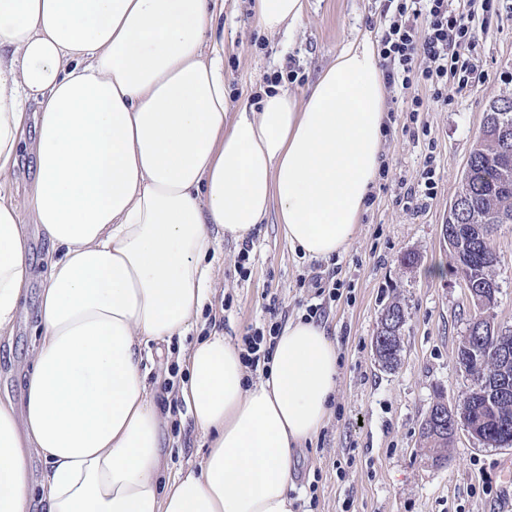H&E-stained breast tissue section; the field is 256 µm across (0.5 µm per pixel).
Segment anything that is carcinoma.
<instances>
[{"instance_id": "obj_1", "label": "carcinoma", "mask_w": 512, "mask_h": 512, "mask_svg": "<svg viewBox=\"0 0 512 512\" xmlns=\"http://www.w3.org/2000/svg\"><path fill=\"white\" fill-rule=\"evenodd\" d=\"M487 112L497 114L508 125V132L499 133L500 121L483 119L454 195L461 202L457 221L469 226L461 234L465 255L454 258V269L483 293L492 309L497 305L500 289L487 284L495 279L502 257L494 242H485L484 234H492L497 225L509 223L507 215H512V97L491 101ZM381 317L391 320L400 330L406 323L404 308L398 302L385 307ZM454 359L473 381V387L464 393L463 403L470 422L477 426L479 443L492 448L512 447V373L497 371L494 337L476 331L465 334ZM420 439L428 452L448 460L454 434L432 435L422 430Z\"/></svg>"}]
</instances>
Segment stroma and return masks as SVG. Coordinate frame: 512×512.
<instances>
[{
    "label": "stroma",
    "mask_w": 512,
    "mask_h": 512,
    "mask_svg": "<svg viewBox=\"0 0 512 512\" xmlns=\"http://www.w3.org/2000/svg\"><path fill=\"white\" fill-rule=\"evenodd\" d=\"M217 25L207 42L224 40V77L231 109L253 106L267 79L282 74V88L302 94L336 59L341 48L363 31L382 33L379 0H308L302 24L291 34L268 35L249 9V0H216ZM475 77L469 86L448 85V102L425 99L417 121H410L397 91L386 93L387 129L383 145L386 172L377 176L350 246L328 260L293 253L275 217L252 236L249 271L240 275L239 244L224 241L207 262L213 265V292L188 333L164 344L143 369L150 397L164 417V468L199 464L207 439L195 428L177 389L189 379L178 367L180 354L213 333L241 343L267 317L270 298L288 319L305 316L319 291L342 282L343 299L327 303L321 321L336 341L339 365L331 415L318 438L299 455L294 473L296 512H494L512 507V483L502 463L511 451L487 448L459 431L448 449L447 466L434 467L420 440V423L434 400L461 398L472 385L454 355L465 333L468 291L453 271L454 260L442 236L448 205L458 186L488 103L512 96V0L478 31L466 56ZM433 157L434 196L411 205L400 198L415 185L426 157ZM19 222L27 235L33 279L11 342L0 344V401L20 404L21 371L27 365L37 323L39 288L48 271L50 249L29 211ZM496 245L499 302L496 324L512 330V224L500 225ZM421 258L405 266L404 253ZM443 276H432L434 267ZM400 302L406 311L403 351L395 369L378 362L373 339L383 308ZM497 497L478 492L484 482ZM317 491H310V484Z\"/></svg>",
    "instance_id": "35a3bbf8"
}]
</instances>
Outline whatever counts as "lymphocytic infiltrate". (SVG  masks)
<instances>
[{
    "instance_id": "1",
    "label": "lymphocytic infiltrate",
    "mask_w": 512,
    "mask_h": 512,
    "mask_svg": "<svg viewBox=\"0 0 512 512\" xmlns=\"http://www.w3.org/2000/svg\"><path fill=\"white\" fill-rule=\"evenodd\" d=\"M497 9V0H383L389 24L378 40V56L387 86L400 87L410 114L423 107L421 91L440 102L449 81L469 84L470 71L460 58L476 42L477 19H490ZM266 311L268 320L242 340L241 359L252 372L270 364L283 326L276 302Z\"/></svg>"
}]
</instances>
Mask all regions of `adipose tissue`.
<instances>
[{"label": "adipose tissue", "mask_w": 512, "mask_h": 512, "mask_svg": "<svg viewBox=\"0 0 512 512\" xmlns=\"http://www.w3.org/2000/svg\"><path fill=\"white\" fill-rule=\"evenodd\" d=\"M262 31L305 0H253ZM211 0H0V177L34 124L22 201L0 196V337L31 280L20 209L50 243L22 408L0 402V512H294L297 449L329 417L338 352L288 320L246 381L215 333L185 357L179 397L209 439L199 468L161 475L164 419L143 351L189 330L213 286L203 259L275 215L292 251L326 260L356 236L381 165L385 85L372 32L304 96L279 86L230 112ZM36 450L49 469L33 487Z\"/></svg>", "instance_id": "adipose-tissue-1"}]
</instances>
